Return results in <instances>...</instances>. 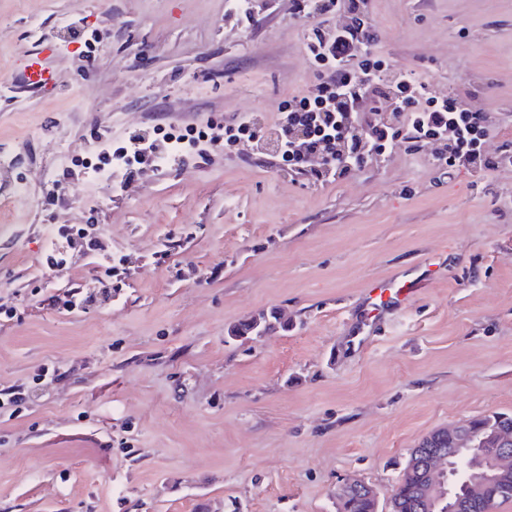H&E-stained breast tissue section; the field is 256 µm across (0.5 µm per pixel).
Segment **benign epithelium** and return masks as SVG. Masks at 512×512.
<instances>
[{
    "label": "benign epithelium",
    "mask_w": 512,
    "mask_h": 512,
    "mask_svg": "<svg viewBox=\"0 0 512 512\" xmlns=\"http://www.w3.org/2000/svg\"><path fill=\"white\" fill-rule=\"evenodd\" d=\"M448 436L459 448H478L481 444V439L463 421L449 426ZM494 442L496 459L480 466V473L477 474L466 498L454 497L450 483L447 482L449 462L446 449L411 450V456L416 459V469L425 474L417 492L421 509L424 512H464L470 500L478 499L483 503L484 512H497V505L501 500L512 498V483L503 479V472L512 464V427H496ZM338 495H357L377 501L375 489L359 480L345 484Z\"/></svg>",
    "instance_id": "1"
}]
</instances>
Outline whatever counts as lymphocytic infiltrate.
<instances>
[{
    "label": "lymphocytic infiltrate",
    "mask_w": 512,
    "mask_h": 512,
    "mask_svg": "<svg viewBox=\"0 0 512 512\" xmlns=\"http://www.w3.org/2000/svg\"><path fill=\"white\" fill-rule=\"evenodd\" d=\"M294 13L309 24L305 48L322 69L319 83L289 100L275 128L276 155L294 170L321 182L344 177L397 140L435 141L439 159L459 167L485 171L501 164L484 148L486 115L468 108L461 93L435 95L415 71L389 73L368 52L376 38L368 0H294ZM378 97L389 102V117L375 107ZM182 141L169 133L130 135L120 150L127 178L141 175L145 160L159 152L177 155Z\"/></svg>",
    "instance_id": "f902f5d3"
}]
</instances>
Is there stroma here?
I'll use <instances>...</instances> for the list:
<instances>
[{
    "label": "stroma",
    "mask_w": 512,
    "mask_h": 512,
    "mask_svg": "<svg viewBox=\"0 0 512 512\" xmlns=\"http://www.w3.org/2000/svg\"><path fill=\"white\" fill-rule=\"evenodd\" d=\"M370 13L371 52L467 89L512 157V0ZM306 36L293 0H0V400L24 396L0 409V512H336L354 479L384 506L422 437L512 415V165L399 141L324 184L290 171L268 138L319 79ZM45 41L50 94L23 82ZM244 114L259 137H201ZM172 127L197 134L180 160L85 177L99 146ZM85 224L98 254L61 235ZM430 259L353 341L365 288ZM273 308L287 329L228 340Z\"/></svg>",
    "instance_id": "obj_1"
}]
</instances>
